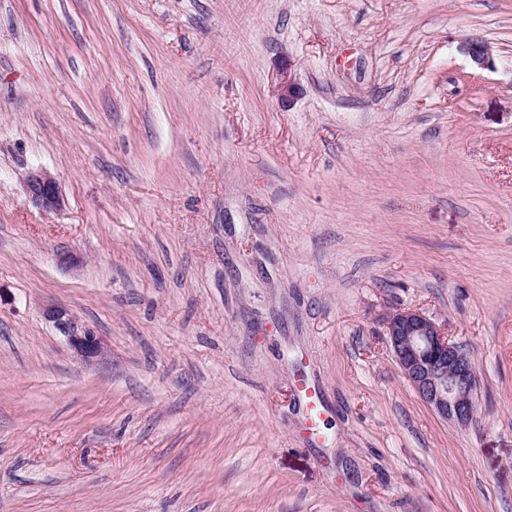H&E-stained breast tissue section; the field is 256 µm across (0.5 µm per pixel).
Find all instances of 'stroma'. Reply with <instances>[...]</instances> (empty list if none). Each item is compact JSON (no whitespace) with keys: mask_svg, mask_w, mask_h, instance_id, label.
<instances>
[{"mask_svg":"<svg viewBox=\"0 0 512 512\" xmlns=\"http://www.w3.org/2000/svg\"><path fill=\"white\" fill-rule=\"evenodd\" d=\"M0 512H512V0H0ZM460 49L469 56L476 67L480 69L492 67L493 59L490 49L483 42L466 39L461 43ZM32 200L45 209H56L61 204L60 190L54 178L44 172L30 173L26 179ZM46 319L63 335L73 353L93 364L105 355L103 340L96 331L81 323L67 308L53 306L45 310ZM389 349L419 397L446 421L466 426L478 386L470 350L413 308H396L385 321Z\"/></svg>","mask_w":512,"mask_h":512,"instance_id":"35a3bbf8","label":"stroma"}]
</instances>
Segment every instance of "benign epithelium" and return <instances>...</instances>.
Wrapping results in <instances>:
<instances>
[{
    "mask_svg": "<svg viewBox=\"0 0 512 512\" xmlns=\"http://www.w3.org/2000/svg\"><path fill=\"white\" fill-rule=\"evenodd\" d=\"M460 49L480 69L493 65L489 47L480 41L467 39ZM299 93L300 87L293 80H284L279 85L278 100L283 105L289 104ZM26 185L37 205L45 209L60 206V190L50 175L31 173ZM45 316L80 360L93 364L104 357L102 338L67 308L49 307ZM385 328L389 349L421 400L442 419L459 426L467 425L474 415L478 386L470 350L451 340L447 332L418 309L393 310L385 321Z\"/></svg>",
    "mask_w": 512,
    "mask_h": 512,
    "instance_id": "benign-epithelium-1",
    "label": "benign epithelium"
}]
</instances>
